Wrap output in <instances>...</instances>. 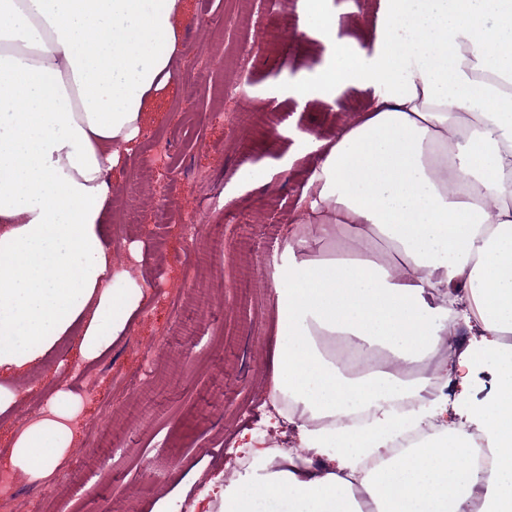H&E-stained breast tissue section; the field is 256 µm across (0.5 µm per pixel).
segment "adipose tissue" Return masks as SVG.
Here are the masks:
<instances>
[{
	"label": "adipose tissue",
	"instance_id": "1",
	"mask_svg": "<svg viewBox=\"0 0 512 512\" xmlns=\"http://www.w3.org/2000/svg\"><path fill=\"white\" fill-rule=\"evenodd\" d=\"M182 0H0V413L13 379L67 336L82 360L125 336L146 300L129 272H113L104 234L108 176L171 81L184 50ZM312 25L331 63L300 100L338 87L369 94L340 122L294 214L313 225L308 251L276 266L271 392L294 403L301 447L315 470L243 446L244 475L225 485L224 512H512V0H380L370 46ZM496 203L488 215L486 198ZM385 241L390 271L369 252L328 251L339 231ZM478 337L459 353L471 393L446 406L395 401L448 378V312ZM323 336L384 352L354 375ZM432 357L419 383L406 367ZM496 385L484 391V376ZM56 391L49 412L13 439L10 464L38 480L71 449L76 407ZM372 408L369 420L333 425ZM453 409L400 457L381 451ZM480 435L495 467L485 481L461 464ZM374 467H366L368 459Z\"/></svg>",
	"mask_w": 512,
	"mask_h": 512
}]
</instances>
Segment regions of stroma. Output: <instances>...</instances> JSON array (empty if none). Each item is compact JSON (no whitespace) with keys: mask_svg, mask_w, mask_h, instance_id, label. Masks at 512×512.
<instances>
[{"mask_svg":"<svg viewBox=\"0 0 512 512\" xmlns=\"http://www.w3.org/2000/svg\"><path fill=\"white\" fill-rule=\"evenodd\" d=\"M342 35L370 39L378 0H325ZM306 0H184V53L147 108L130 152L111 175L105 229L120 242L114 264L147 289L129 332L101 358L80 360L70 339L19 375L0 413V471L31 408L49 403L71 371L92 395L74 423L75 445L46 479L16 475L0 512H222L220 486L237 478L242 433L269 393L276 297L274 257L321 149L336 127L325 99L299 101L296 85L329 60L328 46L298 30ZM277 23L287 39L239 57L249 32ZM250 79L247 104L224 97L226 77ZM166 147L165 166L141 172ZM162 225L180 261L159 267L146 225ZM152 349L154 383L139 388Z\"/></svg>","mask_w":512,"mask_h":512,"instance_id":"35a3bbf8","label":"stroma"}]
</instances>
